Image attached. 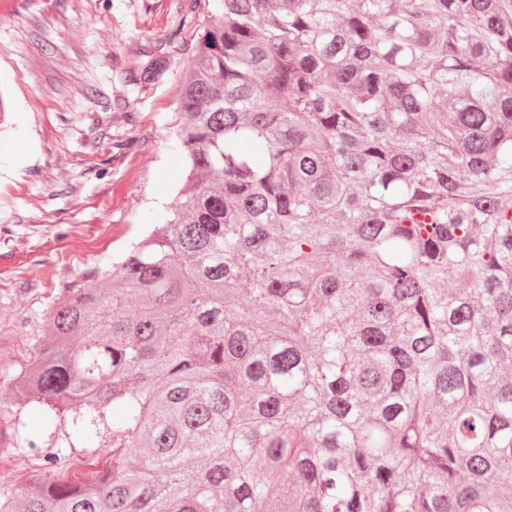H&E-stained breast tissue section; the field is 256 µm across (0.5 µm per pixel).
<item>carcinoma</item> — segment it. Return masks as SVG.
Masks as SVG:
<instances>
[{"label": "carcinoma", "instance_id": "1", "mask_svg": "<svg viewBox=\"0 0 512 512\" xmlns=\"http://www.w3.org/2000/svg\"><path fill=\"white\" fill-rule=\"evenodd\" d=\"M212 6L185 184L49 312L0 512H512V0Z\"/></svg>", "mask_w": 512, "mask_h": 512}]
</instances>
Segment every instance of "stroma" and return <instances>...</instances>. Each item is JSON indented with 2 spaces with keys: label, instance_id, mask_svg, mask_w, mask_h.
Instances as JSON below:
<instances>
[{
  "label": "stroma",
  "instance_id": "stroma-1",
  "mask_svg": "<svg viewBox=\"0 0 512 512\" xmlns=\"http://www.w3.org/2000/svg\"><path fill=\"white\" fill-rule=\"evenodd\" d=\"M207 20L205 0H19L0 9L9 93L0 152V395L41 336L58 290L107 269L161 223L183 180L172 123ZM25 139L14 144L12 131ZM0 408V484L40 465Z\"/></svg>",
  "mask_w": 512,
  "mask_h": 512
}]
</instances>
